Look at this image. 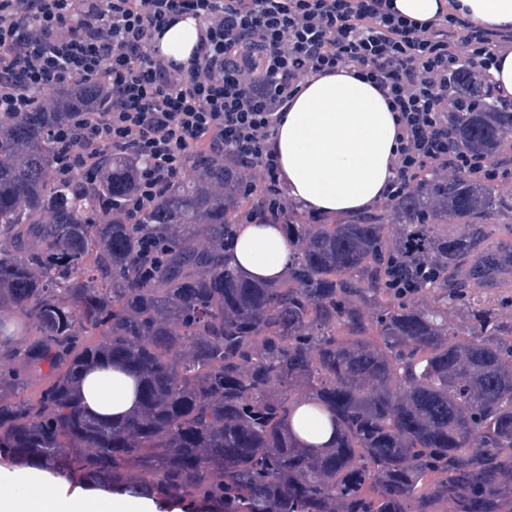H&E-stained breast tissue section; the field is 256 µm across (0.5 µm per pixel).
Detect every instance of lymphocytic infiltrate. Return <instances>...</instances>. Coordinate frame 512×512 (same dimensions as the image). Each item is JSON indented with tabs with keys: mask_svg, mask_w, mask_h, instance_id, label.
Segmentation results:
<instances>
[{
	"mask_svg": "<svg viewBox=\"0 0 512 512\" xmlns=\"http://www.w3.org/2000/svg\"><path fill=\"white\" fill-rule=\"evenodd\" d=\"M200 26L195 55L177 63L157 41L174 21ZM512 29L455 10L420 26L389 0H0V122L47 108V87L105 88L101 112H69L49 131L51 176L92 171L113 151L140 161L127 223L145 212L198 158L221 157L246 193L287 213L278 158L269 147L285 104L314 75L354 66L379 85L398 125L395 177L385 200L425 174L481 171L512 177V165L459 150L448 115L477 104ZM469 76L472 92H449Z\"/></svg>",
	"mask_w": 512,
	"mask_h": 512,
	"instance_id": "1",
	"label": "lymphocytic infiltrate"
}]
</instances>
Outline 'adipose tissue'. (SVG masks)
I'll return each instance as SVG.
<instances>
[{
    "label": "adipose tissue",
    "mask_w": 512,
    "mask_h": 512,
    "mask_svg": "<svg viewBox=\"0 0 512 512\" xmlns=\"http://www.w3.org/2000/svg\"><path fill=\"white\" fill-rule=\"evenodd\" d=\"M409 20L437 19L441 7L483 24L512 27V0H392ZM199 38L192 17L175 21L159 41L161 53L185 63ZM396 117L378 86L353 66L305 80L284 107L269 146L280 164L288 198L315 215L358 214L382 201L392 181L397 151ZM294 248L276 224L242 225L227 253L231 266L253 278H279ZM81 395L86 411L119 420L138 405L136 377L102 364L85 374ZM0 512H184L180 502L132 497L122 491L69 480L47 469L0 463Z\"/></svg>",
    "instance_id": "obj_1"
}]
</instances>
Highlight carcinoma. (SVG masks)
<instances>
[{
  "label": "carcinoma",
  "mask_w": 512,
  "mask_h": 512,
  "mask_svg": "<svg viewBox=\"0 0 512 512\" xmlns=\"http://www.w3.org/2000/svg\"><path fill=\"white\" fill-rule=\"evenodd\" d=\"M44 94L53 111L0 124V454L188 512H512V184L430 175L355 218L290 211L293 262L262 281L224 263L260 207L230 165L205 162L128 224L137 159L49 176V127L105 91ZM450 129L512 156V109L492 97ZM102 361L139 379L120 421L78 399ZM308 401L334 444L293 433Z\"/></svg>",
  "instance_id": "carcinoma-1"
}]
</instances>
